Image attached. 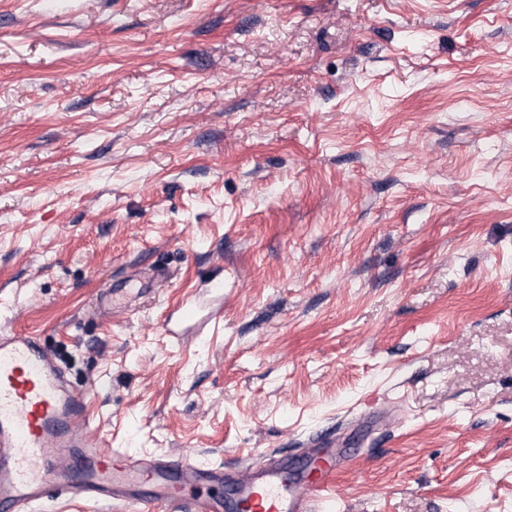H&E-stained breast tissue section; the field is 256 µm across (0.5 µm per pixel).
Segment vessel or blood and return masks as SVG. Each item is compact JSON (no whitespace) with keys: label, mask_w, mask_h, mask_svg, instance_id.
Instances as JSON below:
<instances>
[{"label":"vessel or blood","mask_w":512,"mask_h":512,"mask_svg":"<svg viewBox=\"0 0 512 512\" xmlns=\"http://www.w3.org/2000/svg\"><path fill=\"white\" fill-rule=\"evenodd\" d=\"M223 294L206 291L182 300L164 332L218 326ZM88 393L72 389L62 360L38 336L0 335V512H30L60 497L121 501L155 512L158 505L188 502L191 512H314L340 463L333 453L297 458L268 455L228 483L223 498L202 488L222 472L169 456L141 457L113 448L109 438L85 441L93 421ZM75 467L55 473L58 456Z\"/></svg>","instance_id":"obj_1"}]
</instances>
